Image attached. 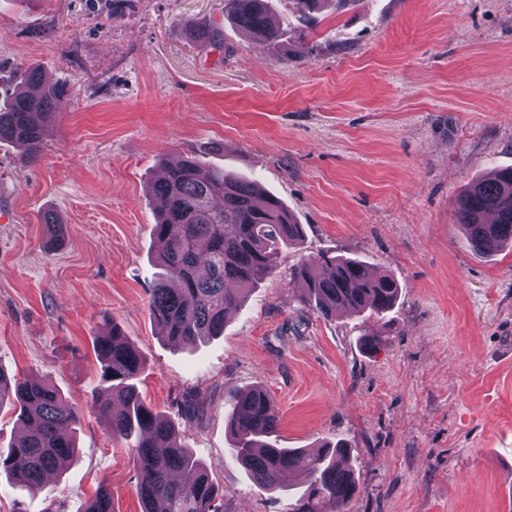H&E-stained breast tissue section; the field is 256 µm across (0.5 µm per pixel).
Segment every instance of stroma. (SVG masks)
Returning a JSON list of instances; mask_svg holds the SVG:
<instances>
[{
    "instance_id": "obj_1",
    "label": "stroma",
    "mask_w": 512,
    "mask_h": 512,
    "mask_svg": "<svg viewBox=\"0 0 512 512\" xmlns=\"http://www.w3.org/2000/svg\"><path fill=\"white\" fill-rule=\"evenodd\" d=\"M271 3L280 45L226 21L224 0H0V99L20 67L68 91L38 156L0 142V370L82 410L76 454L39 492L0 474V512H84L102 484L115 512H141L130 444L90 408L108 318L224 512L286 508L231 455L224 408L256 385L278 447L348 446L347 512H512V247L473 253L455 214L471 182L512 167V0H329L313 19ZM196 21L220 24L223 48L188 40ZM191 155L258 178L304 238L188 349L149 310L148 187ZM323 252L397 279L376 350L361 346L375 321L302 304L291 270ZM188 396L203 417L179 414Z\"/></svg>"
}]
</instances>
